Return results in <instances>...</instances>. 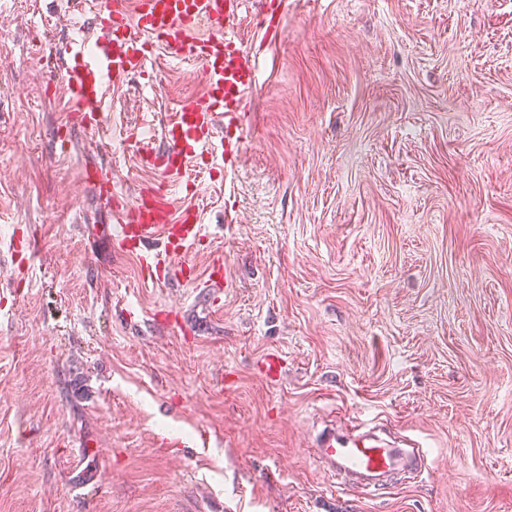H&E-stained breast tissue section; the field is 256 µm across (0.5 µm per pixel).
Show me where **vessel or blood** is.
<instances>
[{"label":"vessel or blood","instance_id":"b4317fda","mask_svg":"<svg viewBox=\"0 0 512 512\" xmlns=\"http://www.w3.org/2000/svg\"><path fill=\"white\" fill-rule=\"evenodd\" d=\"M244 0H98L96 48L75 42L70 61L56 73L73 111L82 113L83 127L94 131L99 105L108 87L123 85L142 69L150 48L161 45L189 51L203 68L207 90L169 114L164 123L166 152L159 159L165 178L177 179L188 158L199 156L212 140L216 122L240 121V104L255 82L252 60L235 31ZM170 238L173 249L195 243L201 235L197 211L173 212L170 202L153 187H143L136 202L123 210L117 241L139 249L156 236ZM314 456L335 477L340 489L371 494L397 472L420 473L427 458L419 445L404 448L376 440L374 435H346L334 430L317 440Z\"/></svg>","mask_w":512,"mask_h":512}]
</instances>
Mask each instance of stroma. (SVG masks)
Listing matches in <instances>:
<instances>
[{
  "mask_svg": "<svg viewBox=\"0 0 512 512\" xmlns=\"http://www.w3.org/2000/svg\"><path fill=\"white\" fill-rule=\"evenodd\" d=\"M285 3L168 182L136 143L200 63L153 47L89 134L48 73L96 0H0V512H512V0ZM158 183L202 235L153 281L165 239L115 235ZM355 422L428 469L338 490L311 450Z\"/></svg>",
  "mask_w": 512,
  "mask_h": 512,
  "instance_id": "obj_1",
  "label": "stroma"
}]
</instances>
